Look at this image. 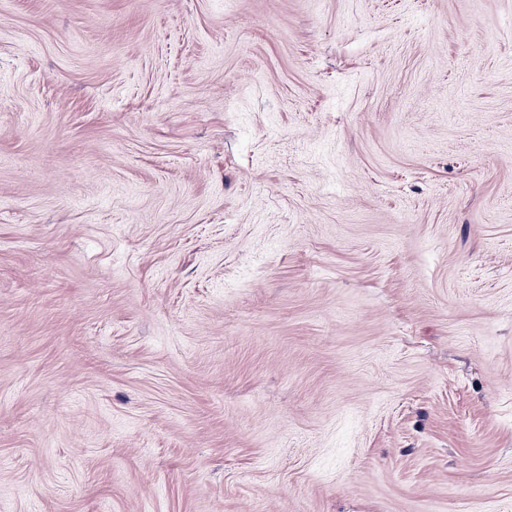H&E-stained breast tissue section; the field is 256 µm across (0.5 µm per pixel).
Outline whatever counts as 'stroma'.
<instances>
[{
	"label": "stroma",
	"mask_w": 512,
	"mask_h": 512,
	"mask_svg": "<svg viewBox=\"0 0 512 512\" xmlns=\"http://www.w3.org/2000/svg\"><path fill=\"white\" fill-rule=\"evenodd\" d=\"M0 512H512V0H0Z\"/></svg>",
	"instance_id": "stroma-1"
}]
</instances>
